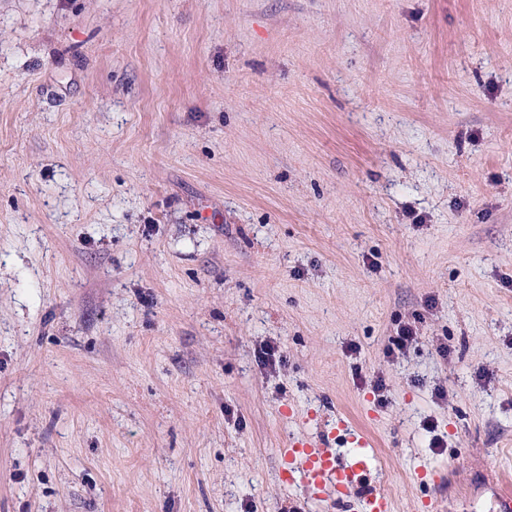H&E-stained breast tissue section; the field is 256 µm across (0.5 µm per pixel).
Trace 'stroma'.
Here are the masks:
<instances>
[{"instance_id": "35a3bbf8", "label": "stroma", "mask_w": 512, "mask_h": 512, "mask_svg": "<svg viewBox=\"0 0 512 512\" xmlns=\"http://www.w3.org/2000/svg\"><path fill=\"white\" fill-rule=\"evenodd\" d=\"M340 416L499 512L512 0H0V512H357ZM356 449L345 453L340 448ZM366 433L354 428L345 418L337 417L336 427L314 438H295L281 454L280 478L289 486H300L316 500L344 501L351 488L371 480L373 455Z\"/></svg>"}]
</instances>
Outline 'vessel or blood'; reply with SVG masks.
I'll use <instances>...</instances> for the list:
<instances>
[{"instance_id":"b4317fda","label":"vessel or blood","mask_w":512,"mask_h":512,"mask_svg":"<svg viewBox=\"0 0 512 512\" xmlns=\"http://www.w3.org/2000/svg\"><path fill=\"white\" fill-rule=\"evenodd\" d=\"M366 433L337 418L329 433L291 441L281 454L280 478L309 498L341 503L349 489L368 485L373 455Z\"/></svg>"}]
</instances>
